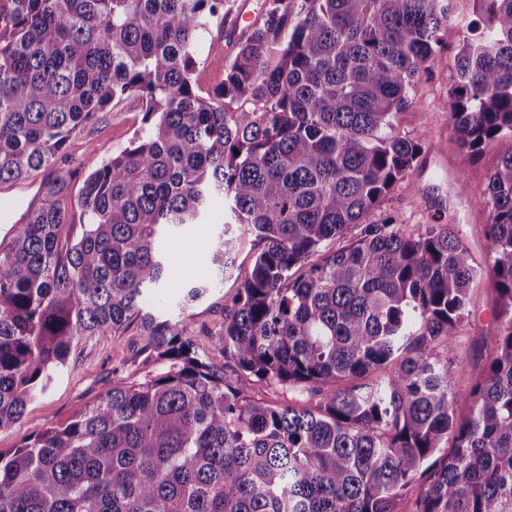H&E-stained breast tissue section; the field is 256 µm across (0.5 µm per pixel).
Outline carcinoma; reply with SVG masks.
<instances>
[{"label": "carcinoma", "instance_id": "1", "mask_svg": "<svg viewBox=\"0 0 512 512\" xmlns=\"http://www.w3.org/2000/svg\"><path fill=\"white\" fill-rule=\"evenodd\" d=\"M449 127L477 157L512 141V0H473ZM230 0H4L0 187L53 166L129 97L141 127L85 176L57 172L0 242V432L72 352L143 329L160 372L128 376L69 422L0 451V512H512V150L487 179L497 345L462 392L454 340L483 273L449 224L369 216L422 153L394 132L439 53L451 0H262L224 81L196 91L204 32ZM81 234L62 235L68 211ZM228 221L186 311L262 244L211 348L148 302L164 244ZM261 381L284 395L252 396Z\"/></svg>", "mask_w": 512, "mask_h": 512}]
</instances>
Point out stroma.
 <instances>
[{"label":"stroma","mask_w":512,"mask_h":512,"mask_svg":"<svg viewBox=\"0 0 512 512\" xmlns=\"http://www.w3.org/2000/svg\"><path fill=\"white\" fill-rule=\"evenodd\" d=\"M472 0H453V17L443 35L444 48L415 88V107L397 114V134L418 140L423 152L408 177L397 183L380 208L375 219L392 217L397 223L413 228L420 224H451L466 240L472 257L484 263L488 242L483 234L488 209L481 193L487 176L504 152L512 150V142L504 140L487 148L479 158L463 152L448 129V91L452 83L454 57L463 39L468 37V24L473 18ZM238 39L233 22H226L223 31L204 34L201 52L206 59L196 73L202 91L209 92L224 79V70ZM142 119L141 104L130 98L100 113L98 119L76 133L66 150L59 155L55 167L74 174L73 187H80L86 174L96 169L112 153L128 146ZM195 235H187L168 249V263L173 286L162 291L151 311L160 318L179 314L175 305V286L193 278L204 266L192 248ZM256 252L251 236H243L236 257L234 274L223 285L200 298L191 307L189 320L194 340L201 349H209L211 332L224 323V305L240 288L250 271ZM470 301L465 324L456 340L460 354L476 363L496 344L494 325L490 320L491 280L474 282L469 290ZM138 326H131L121 339L96 336L82 343L72 353L63 374L40 398L28 404L20 425L0 433V449L21 446L29 435L39 429L67 423L73 415L104 392L113 380L112 369L120 360L132 359L128 344L137 340Z\"/></svg>","instance_id":"obj_1"}]
</instances>
